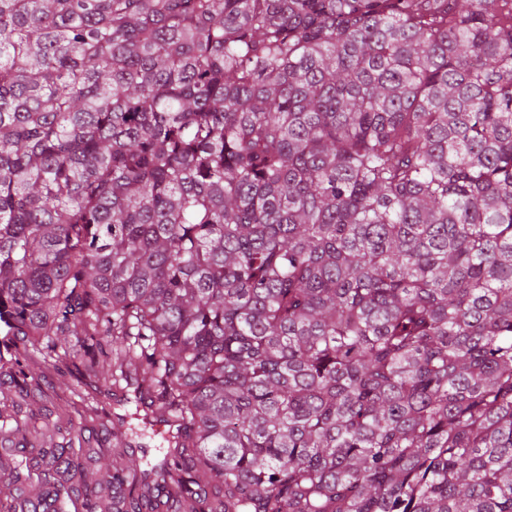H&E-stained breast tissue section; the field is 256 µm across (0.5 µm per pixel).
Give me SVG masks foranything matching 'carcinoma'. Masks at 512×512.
I'll use <instances>...</instances> for the list:
<instances>
[{
    "label": "carcinoma",
    "mask_w": 512,
    "mask_h": 512,
    "mask_svg": "<svg viewBox=\"0 0 512 512\" xmlns=\"http://www.w3.org/2000/svg\"><path fill=\"white\" fill-rule=\"evenodd\" d=\"M0 335V512H512V0H0ZM135 415H132V419H128L129 423L133 427H137V434H133L130 436V441L133 450L138 456H141V453L138 451L139 447L136 446H145L148 450V460H153L159 454V448L161 446H167L166 443L163 442V428L160 429L159 426L153 427L154 432L150 429L145 431L142 430V427L139 425V421L134 419Z\"/></svg>",
    "instance_id": "obj_1"
}]
</instances>
